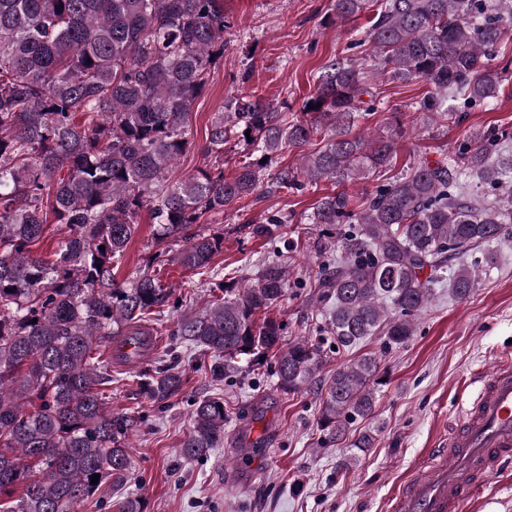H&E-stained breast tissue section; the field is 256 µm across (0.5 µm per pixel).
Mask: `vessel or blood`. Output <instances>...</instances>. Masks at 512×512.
<instances>
[{"label":"vessel or blood","instance_id":"b4317fda","mask_svg":"<svg viewBox=\"0 0 512 512\" xmlns=\"http://www.w3.org/2000/svg\"><path fill=\"white\" fill-rule=\"evenodd\" d=\"M448 441L390 502L392 512H462L487 475L512 455V360L482 374Z\"/></svg>","mask_w":512,"mask_h":512}]
</instances>
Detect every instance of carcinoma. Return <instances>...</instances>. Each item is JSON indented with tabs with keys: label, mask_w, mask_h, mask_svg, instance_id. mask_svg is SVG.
<instances>
[{
	"label": "carcinoma",
	"mask_w": 512,
	"mask_h": 512,
	"mask_svg": "<svg viewBox=\"0 0 512 512\" xmlns=\"http://www.w3.org/2000/svg\"><path fill=\"white\" fill-rule=\"evenodd\" d=\"M373 1L364 32L372 53L326 62L304 117L290 120L255 93L232 96L211 122L204 166L171 183L190 148L192 105L224 61L219 0H0V512H76L130 467L137 418L112 414L102 397L112 383L106 342L163 324L174 295L154 269L161 252L135 277L117 278L145 207L171 260L210 278L211 300L173 335L210 353L217 379L271 354L278 389L294 394L309 384L323 350L305 338L283 344L282 323L267 316L283 296L284 269L268 263L243 287L224 280L213 266L224 234L205 224L262 183L273 194L392 165V138L352 134L363 104L378 109L372 77L424 80L421 110L444 121L458 118L461 103H491L506 81L507 67L491 58L512 27V0H334L336 20ZM322 125L323 146L296 168L266 174L267 161L305 146ZM233 140L248 153L226 175L224 146ZM508 144L504 133L479 132L360 206L346 190L318 200L310 223L348 225L336 230L339 259L322 265L314 283L336 347L349 351L378 335L403 345L437 289L470 296L477 265L493 263L483 248L512 236ZM475 184L497 194H479ZM50 214L60 241L48 257L31 246ZM280 224L273 215L248 229L264 238ZM381 384L372 353L340 364L325 385L320 430L338 439L349 421L370 416ZM182 385V372L158 366L132 395L164 403ZM226 422L222 398L196 401L181 454L208 457Z\"/></svg>",
	"instance_id": "1"
}]
</instances>
